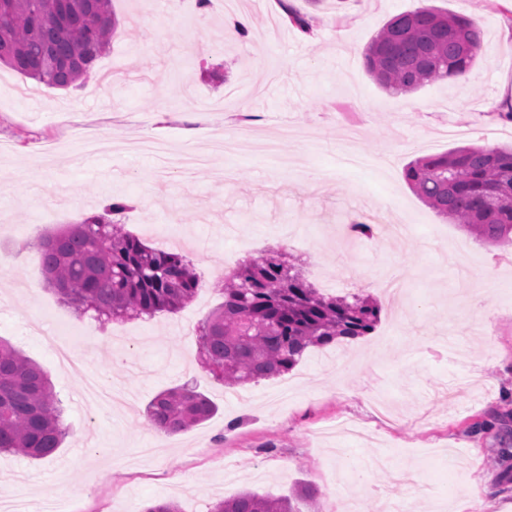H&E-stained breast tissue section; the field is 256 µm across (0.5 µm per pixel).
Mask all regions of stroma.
<instances>
[{
    "label": "stroma",
    "mask_w": 512,
    "mask_h": 512,
    "mask_svg": "<svg viewBox=\"0 0 512 512\" xmlns=\"http://www.w3.org/2000/svg\"><path fill=\"white\" fill-rule=\"evenodd\" d=\"M317 18L307 36L280 21L277 0H241L249 39L225 33L229 11L196 13L195 0H112L117 28L79 86L33 81L0 64V340L51 378L69 434L33 459L0 454V499L19 512H180L250 490L315 488L305 512H479L486 495L512 512V246L476 238L423 203L404 167L458 147L512 146L498 118L512 98V27L500 0H294ZM425 7L472 17L482 49L466 81L391 93L368 74L364 53L393 16ZM54 102L47 110L46 102ZM233 143L244 125L276 154H219L191 178H154L135 142L182 147L187 115ZM365 162H341L347 151ZM130 208L125 230L162 247L170 235L203 282L175 313L99 325L60 301L42 273L38 244L104 211ZM408 225L400 241L347 238L353 219ZM285 253L322 292L345 280L381 307L369 334L312 347L292 370L294 400L271 402L278 381L228 387L197 361L200 322L223 302L224 261ZM398 274L406 311L381 288ZM61 331L102 386L120 380L128 407L86 410L85 377L66 372L33 322ZM189 385L217 407L170 437L146 419L159 392ZM96 472L87 481V472Z\"/></svg>",
    "instance_id": "35a3bbf8"
}]
</instances>
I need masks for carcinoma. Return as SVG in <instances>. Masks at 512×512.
<instances>
[{"instance_id": "carcinoma-1", "label": "carcinoma", "mask_w": 512, "mask_h": 512, "mask_svg": "<svg viewBox=\"0 0 512 512\" xmlns=\"http://www.w3.org/2000/svg\"><path fill=\"white\" fill-rule=\"evenodd\" d=\"M112 0H0V63L54 88L86 75L108 46L116 21ZM284 21L306 35L314 18L282 4ZM482 46L465 15L434 8L389 20L365 52L367 72L384 89L413 92L462 75ZM416 195L441 216L477 236L512 245V148L463 147L423 156L404 169ZM45 281L80 314L100 322L173 313L202 282L189 260L151 247L118 222L91 215L38 245ZM224 302L198 326L199 359L213 378L238 386L282 376L312 346L372 331L380 307L349 291L326 295L285 254L269 252L224 276ZM215 407L188 385L148 404L155 427L178 433L213 416ZM66 429L49 378L20 351L0 341V453L43 458ZM210 512H298L288 496L243 491Z\"/></svg>"}]
</instances>
